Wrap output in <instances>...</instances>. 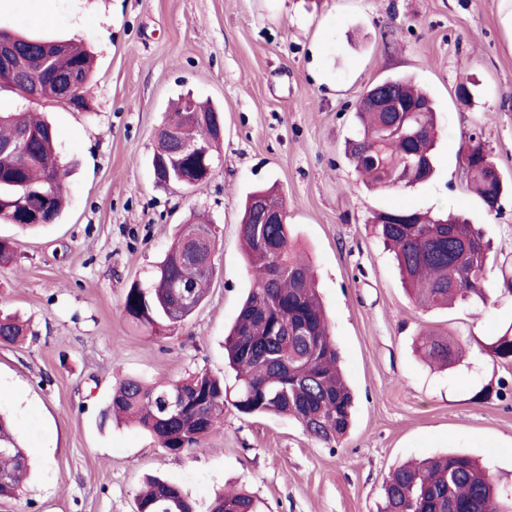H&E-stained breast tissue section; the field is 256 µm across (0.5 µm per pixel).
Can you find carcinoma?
Here are the masks:
<instances>
[{"mask_svg": "<svg viewBox=\"0 0 512 512\" xmlns=\"http://www.w3.org/2000/svg\"><path fill=\"white\" fill-rule=\"evenodd\" d=\"M47 68L57 73L79 71L85 87L93 58L68 42L51 54ZM394 82L399 98L417 108L406 121L415 138L397 134L393 130L397 113L376 111L366 93L357 111L359 128L349 143V154L364 178L399 188L434 174L437 126L428 95L409 79ZM171 130L184 142H200L211 135L209 127L179 105L159 130L157 149L167 148ZM26 133L30 134L26 156L0 155V217L37 228L44 217L29 207L30 198L41 190L48 166L62 169L64 164L48 122L29 112H0L1 144ZM418 152L430 159L423 170L413 166ZM463 173L486 208L493 210L499 187L483 159L469 160ZM52 192L49 209L54 222L62 214L63 180ZM260 197L283 205L282 198L268 189L247 196L240 234L252 286L224 337L235 387L227 388L224 380L207 372L155 384L129 377L112 392L101 423L128 417L170 455L206 449L208 440L223 429L224 410L229 406L244 416H287L325 445L349 432L356 395L343 373L314 276L293 250L288 225L252 223L253 201ZM373 228L393 255L407 293L421 308L487 302V272L494 258L481 229L468 219L398 208L375 213ZM215 246L213 225H182L151 282H137L127 291L123 316L156 338H165L183 325L204 299L213 271L203 261ZM179 277L193 285L194 301L189 306L180 305L173 295L172 282ZM24 336L23 325L8 314L0 315L1 344H15ZM418 349L427 362L448 369L465 354L458 340L434 332L424 334ZM490 352L512 364V326L495 339ZM29 470L21 442L0 417V500L19 497ZM136 512H197V505L179 486L152 478L136 497ZM208 512L258 510L251 495L230 489L215 496ZM379 512H512V496L498 491L487 467L468 455L450 452L394 467L383 484Z\"/></svg>", "mask_w": 512, "mask_h": 512, "instance_id": "1", "label": "carcinoma"}]
</instances>
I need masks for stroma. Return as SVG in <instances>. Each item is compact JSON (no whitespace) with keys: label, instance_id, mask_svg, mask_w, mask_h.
<instances>
[{"label":"stroma","instance_id":"obj_1","mask_svg":"<svg viewBox=\"0 0 512 512\" xmlns=\"http://www.w3.org/2000/svg\"><path fill=\"white\" fill-rule=\"evenodd\" d=\"M1 28L83 43L95 64L83 111L0 89L1 111L44 113L69 170L59 223L29 232L0 219V239L15 248L0 266V310L32 332L0 344V414L35 450L22 494L0 512H136L149 475L202 510L229 484L251 492L260 512H378L394 466L448 452L476 458L512 492V364L489 352L512 326L502 286L512 276V191L487 211L458 158L462 137L483 132L512 180V46L499 0H0ZM398 76L434 101L437 170L410 187L370 189L346 142L363 94ZM465 77L474 90L464 104ZM188 92L224 118L222 163L191 191L157 183L152 169L170 105ZM272 185L356 391L347 436L330 447L295 420L230 407L208 449L177 457L139 429L101 424L128 375L205 371L234 385L224 334L252 284L243 202ZM396 206L479 225L495 256L487 305L425 312L412 303L371 226L375 211ZM197 216L219 238L210 290L182 329L150 337L123 317L124 296ZM424 330L459 338L467 364L430 369L415 350Z\"/></svg>","mask_w":512,"mask_h":512}]
</instances>
